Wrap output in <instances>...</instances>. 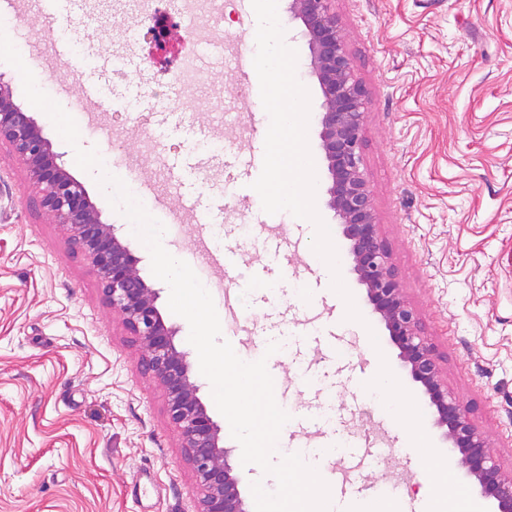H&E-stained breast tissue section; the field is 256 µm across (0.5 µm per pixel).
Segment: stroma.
<instances>
[{
	"mask_svg": "<svg viewBox=\"0 0 512 512\" xmlns=\"http://www.w3.org/2000/svg\"><path fill=\"white\" fill-rule=\"evenodd\" d=\"M185 0H80L71 35L102 52L135 39L144 63L132 81L144 82L138 110L109 107L84 114L82 82L70 60L51 53L53 36L37 0H6L0 26L33 71L38 86L76 121L82 148H97L112 171L133 163L140 180L164 195L169 210L179 202L167 187L160 158L188 161L186 176L204 205L224 208V223L201 234L190 218L163 237L165 248L187 262L201 283L212 275L205 250L230 249L234 268L225 283H247L272 255L249 205L254 191L238 185L224 194V163L198 154L190 128H205L230 144L228 160L245 159L254 147L244 134L250 113L261 103L233 93L230 58L197 71L193 86L180 83L185 62L198 43L217 41L255 27L251 0H228L222 25L188 20ZM346 34L352 71L368 100L361 137L364 176L372 194L379 233L420 330L435 348L452 395L470 409L472 422L493 447L505 471H512V0H333ZM165 12L171 29L165 48L148 32V18ZM278 15L296 49L297 77L310 95L308 144L315 164L316 209L328 226L339 257L340 275L362 322L345 318V303L326 290L320 318H313L302 282L282 280L276 291L252 302V313L270 340L287 331L335 324L353 358L367 365L363 375L336 373L313 342L292 361L277 364L276 399H288L308 415L307 430L318 433V388L298 385L291 362L312 365L335 386L334 414L355 433H369L355 415V398L370 374L388 363L415 398L423 428L439 452L448 446L433 425V410L419 384L397 357L384 325L351 270L349 243L327 205L330 183L321 149L318 112L322 96L310 72V52L301 21L279 0ZM14 99L26 107L68 172L80 181L104 223L140 260L146 282L160 292L158 307L176 330L175 343L190 350L187 321L168 307L169 288L151 272L146 247L129 221L109 204L93 174L80 169L74 151L50 118L31 107L19 72L0 62ZM180 98L188 129L155 139L152 107ZM227 160V161H228ZM300 243L290 261L297 273L319 278L313 268L311 227L289 212L268 218ZM142 351L121 317L107 303L86 256L74 250L65 226L40 205L27 172L0 146V512H196L200 492L181 440L170 421L164 389L141 365ZM200 398L211 407L243 495L252 481L266 491L273 476L242 465L226 418L214 409L210 383ZM362 477L380 484L401 478L412 504L424 503L431 479L404 432L391 445L389 467L366 469Z\"/></svg>",
	"mask_w": 512,
	"mask_h": 512,
	"instance_id": "stroma-1",
	"label": "stroma"
}]
</instances>
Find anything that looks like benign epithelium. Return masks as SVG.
Masks as SVG:
<instances>
[{"label":"benign epithelium","mask_w":512,"mask_h":512,"mask_svg":"<svg viewBox=\"0 0 512 512\" xmlns=\"http://www.w3.org/2000/svg\"><path fill=\"white\" fill-rule=\"evenodd\" d=\"M332 0H289L288 11L304 26L311 73L322 95L321 148L331 183L328 205L343 236L357 281L398 357L434 408V424L448 441V453L474 479L495 512H512V472L505 473L492 446L477 431L469 409L448 393L434 347L419 332L413 307L403 295L388 249L378 233L371 191L361 170L360 140L367 115L345 47V35L331 12ZM25 167L40 192L41 205L66 226L71 245L88 259L103 293L144 352L143 364L165 390L168 414L177 428L200 489L197 512H249L224 447L221 428L199 397L188 354L174 341L157 306L158 291L142 277L138 259L90 202L82 183L65 168L61 154L14 100L0 75V141Z\"/></svg>","instance_id":"obj_1"}]
</instances>
